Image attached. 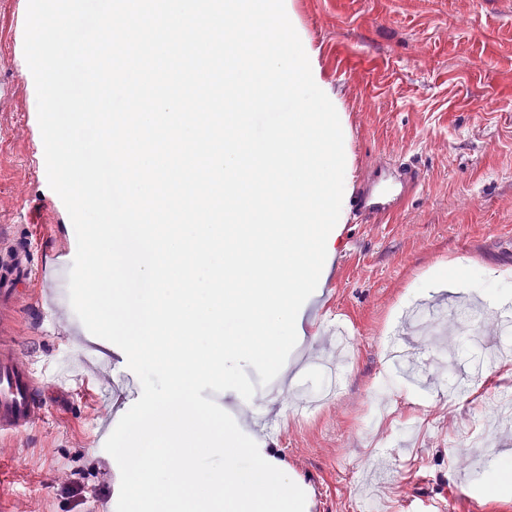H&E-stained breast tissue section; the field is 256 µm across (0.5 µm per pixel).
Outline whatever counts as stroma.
Instances as JSON below:
<instances>
[{"instance_id": "35a3bbf8", "label": "stroma", "mask_w": 512, "mask_h": 512, "mask_svg": "<svg viewBox=\"0 0 512 512\" xmlns=\"http://www.w3.org/2000/svg\"><path fill=\"white\" fill-rule=\"evenodd\" d=\"M321 86L343 109L346 186L395 160L424 182L386 224L336 226L341 279L325 326L354 342L336 394L309 411L275 384L233 391L239 428L291 471L322 512H507L512 480L491 489L458 458H512V423L493 409L512 392V354L496 353L494 321L460 317L480 295L473 273L512 291V0H285ZM28 92L0 109V226L55 247L68 224L38 197L19 135ZM27 194H20V187ZM464 265L456 284L438 269ZM13 334L35 362L46 407L28 431L0 439L7 512H115L117 463L95 444L101 391L78 378L72 340L26 298ZM108 491L100 504L99 488Z\"/></svg>"}]
</instances>
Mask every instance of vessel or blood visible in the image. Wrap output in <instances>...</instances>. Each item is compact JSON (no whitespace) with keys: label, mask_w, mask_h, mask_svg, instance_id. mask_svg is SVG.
Masks as SVG:
<instances>
[{"label":"vessel or blood","mask_w":512,"mask_h":512,"mask_svg":"<svg viewBox=\"0 0 512 512\" xmlns=\"http://www.w3.org/2000/svg\"><path fill=\"white\" fill-rule=\"evenodd\" d=\"M16 26L10 47V68L21 83L33 85V76L24 56L27 0H14ZM30 164L40 177L45 203L53 210L66 207L45 177L43 149H36ZM423 184L415 167L386 163L363 176L353 191L349 221L353 224H380L404 209ZM77 249L75 237H68L56 250L42 251L30 260L26 251L0 253V438L25 431L42 408L32 361L12 338L10 323L15 318L22 292L35 294L41 306L61 315L69 312L68 274ZM87 375L108 382L112 366L111 342L87 331L82 323L70 329Z\"/></svg>","instance_id":"b4317fda"}]
</instances>
